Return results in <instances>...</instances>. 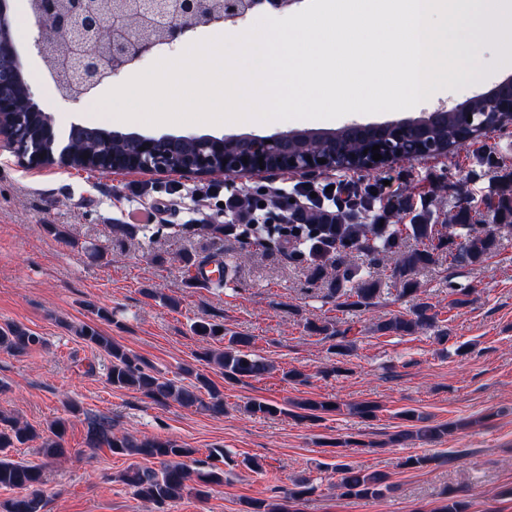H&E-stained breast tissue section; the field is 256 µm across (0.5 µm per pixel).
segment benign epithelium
<instances>
[{
  "label": "benign epithelium",
  "instance_id": "1",
  "mask_svg": "<svg viewBox=\"0 0 512 512\" xmlns=\"http://www.w3.org/2000/svg\"><path fill=\"white\" fill-rule=\"evenodd\" d=\"M66 11L60 0H29L30 17L37 29L35 46L42 59L53 57L51 77L60 97L78 102L94 89L112 81L125 68L171 49L201 28L198 17L213 3L221 11L211 18L222 23L237 22L245 12L263 5L264 0H68ZM7 0H0V58L18 59L13 23L6 13ZM387 135L379 142L380 152L390 151L393 143L405 139L400 123L386 124ZM290 134L276 133L252 137L253 152L224 155L208 154L195 173L174 165L173 137L136 136L133 169L176 173L206 179L253 176L263 172L259 157L274 148L281 151L282 166L302 174L325 169L318 156L309 155L303 165L288 157L284 145ZM248 163H243V158Z\"/></svg>",
  "mask_w": 512,
  "mask_h": 512
}]
</instances>
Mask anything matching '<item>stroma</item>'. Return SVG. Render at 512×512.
Instances as JSON below:
<instances>
[{"instance_id": "obj_1", "label": "stroma", "mask_w": 512, "mask_h": 512, "mask_svg": "<svg viewBox=\"0 0 512 512\" xmlns=\"http://www.w3.org/2000/svg\"><path fill=\"white\" fill-rule=\"evenodd\" d=\"M35 28L17 34L16 47L35 102L56 129L71 123L146 136L198 134L224 137L282 132L338 131L352 122L379 124L417 119L431 106L398 113L346 115L333 120H285L260 126L196 123L149 125L96 112L98 101L152 65L145 58L99 86L80 102L63 100L34 47ZM469 78L444 92L454 107L485 94L512 76V61L493 41L472 35L464 59ZM512 172V127L495 131L444 155L398 161L375 171L330 170L311 178L282 170L234 179L239 197L265 201L281 189L388 182L389 192L408 197L411 209L393 215L403 249L415 248L409 226L425 209L447 211L458 194L481 201ZM220 181L143 171H82L50 166L26 169L0 142V325L16 323L43 336L45 346L21 355L0 351V415L45 429L67 417L66 401L80 412L65 434L67 457L47 466L44 512H242L249 499L279 501L293 481L306 478L314 494L297 502L298 512H435L451 491L468 512H512V234L480 264L456 267L447 255L416 275L420 298L433 306L435 328L416 334H381L378 321L410 316L414 298L401 295L394 264L381 256L369 265L353 253L359 271L382 282L373 307L344 309L328 294L330 283L312 275L308 263L287 252L248 243L234 233L198 232L200 224H236L240 217L224 203ZM153 213L152 234L142 231L144 209ZM125 225L122 233L113 232ZM226 265L220 288L194 281L196 264ZM471 289L470 302L451 307V287ZM108 309L111 320L93 314ZM197 322L254 337V351L275 369L260 379L226 380L215 366L198 360ZM347 332L356 347L350 356L329 353V340L311 324ZM88 324L127 351L179 380L185 369L206 375L221 392L224 414L158 403L141 393L112 387L110 366L100 351L75 333ZM448 334L438 342V331ZM307 373L304 384L284 381L288 369ZM337 403L314 421L293 415L297 402ZM265 400L280 414L252 415L246 405ZM377 404L375 418L357 415L354 405ZM412 409L432 425L453 423L452 433L434 442L394 441L408 429L402 411ZM111 417L115 430L172 439L190 448L192 473L205 471L211 449L227 451L232 463L224 482L207 498L187 494L157 506L134 497L118 478L130 463L109 449L86 446L89 418ZM357 448L342 447L345 439ZM410 456L427 457L417 469L403 468ZM257 458L263 473L247 469ZM388 473L390 490L378 498L341 496L336 465Z\"/></svg>"}]
</instances>
